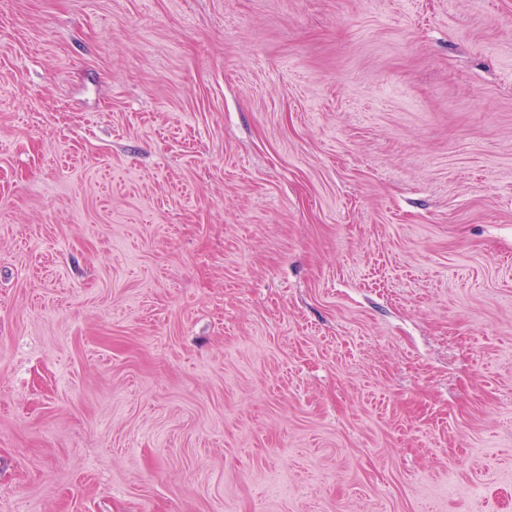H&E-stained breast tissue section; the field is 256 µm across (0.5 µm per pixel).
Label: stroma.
<instances>
[{
	"mask_svg": "<svg viewBox=\"0 0 512 512\" xmlns=\"http://www.w3.org/2000/svg\"><path fill=\"white\" fill-rule=\"evenodd\" d=\"M0 512H512V0H0Z\"/></svg>",
	"mask_w": 512,
	"mask_h": 512,
	"instance_id": "35a3bbf8",
	"label": "stroma"
}]
</instances>
